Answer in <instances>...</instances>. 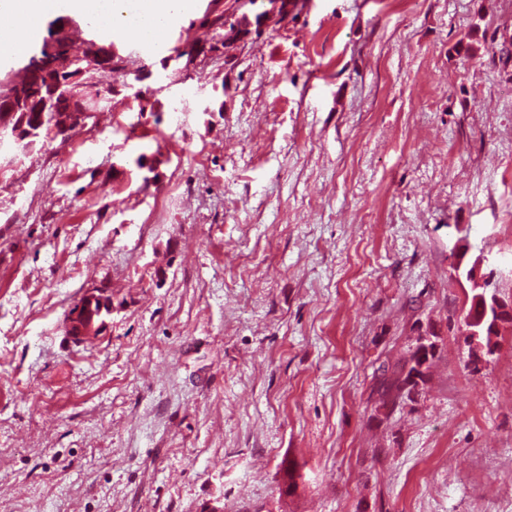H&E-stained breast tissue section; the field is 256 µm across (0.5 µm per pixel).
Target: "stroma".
Returning a JSON list of instances; mask_svg holds the SVG:
<instances>
[{
	"mask_svg": "<svg viewBox=\"0 0 512 512\" xmlns=\"http://www.w3.org/2000/svg\"><path fill=\"white\" fill-rule=\"evenodd\" d=\"M97 33L149 77L101 72L108 109L0 172V512H512V328L469 366L451 260L490 253L512 299L507 0H297L188 74ZM429 328L379 421V366ZM76 305L70 309L69 313ZM104 311L112 313V302L105 299L102 288L92 287L88 289L82 302L68 315L66 323L68 334L74 339H82L84 336L95 335L100 332L105 326V321H99L98 317ZM420 347L421 345L417 346L403 359L391 365L389 369L384 367V370H381L386 364L379 368L381 373L376 378L373 394L376 395L374 411L378 416H382L380 420H387L397 408L402 406L405 400L411 401L413 397L421 394L424 390L436 354L432 356L430 363L423 370H419L418 367L422 366L419 359ZM413 372L418 373L422 381L420 389L415 393H413L415 386H411L409 381Z\"/></svg>",
	"mask_w": 512,
	"mask_h": 512,
	"instance_id": "stroma-1",
	"label": "stroma"
}]
</instances>
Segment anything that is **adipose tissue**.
<instances>
[{
	"label": "adipose tissue",
	"mask_w": 512,
	"mask_h": 512,
	"mask_svg": "<svg viewBox=\"0 0 512 512\" xmlns=\"http://www.w3.org/2000/svg\"><path fill=\"white\" fill-rule=\"evenodd\" d=\"M12 0H0V13L12 15L14 23L6 37L17 40V52H25L36 36L42 19L65 8L70 12L104 20L110 30L134 33L139 39L155 43L161 40L173 12L189 6L190 0H142L136 18H129L125 0H24L20 9H12Z\"/></svg>",
	"instance_id": "obj_1"
}]
</instances>
